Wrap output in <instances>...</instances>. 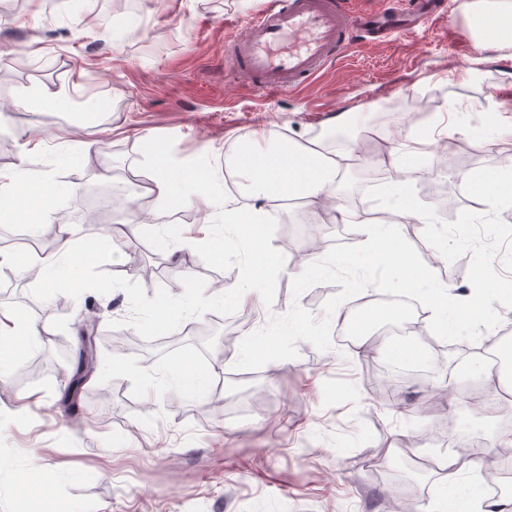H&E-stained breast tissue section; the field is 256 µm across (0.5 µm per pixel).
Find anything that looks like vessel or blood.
Returning a JSON list of instances; mask_svg holds the SVG:
<instances>
[{
	"label": "vessel or blood",
	"mask_w": 512,
	"mask_h": 512,
	"mask_svg": "<svg viewBox=\"0 0 512 512\" xmlns=\"http://www.w3.org/2000/svg\"><path fill=\"white\" fill-rule=\"evenodd\" d=\"M441 14L440 0H406L401 9L363 12L351 11L347 0H264L245 34L229 40L228 58L258 91L292 92L312 82L355 40L407 34Z\"/></svg>",
	"instance_id": "1"
}]
</instances>
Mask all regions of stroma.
<instances>
[{
    "label": "stroma",
    "instance_id": "1",
    "mask_svg": "<svg viewBox=\"0 0 512 512\" xmlns=\"http://www.w3.org/2000/svg\"><path fill=\"white\" fill-rule=\"evenodd\" d=\"M462 2L444 0L445 18L385 45L357 41L304 89L269 94L224 66L227 39L243 36L263 0L247 9L240 0H42L36 14L28 0H14L0 11V173L13 171L22 135L40 131L47 149L28 177L47 174L60 187L51 224L85 222L90 207L74 194L76 183L104 187L122 173L151 179L153 147L211 173L219 195L234 178L229 152L244 136L273 130L303 139L360 109L371 137L354 167L351 203L381 212L383 195L366 187L390 173L371 159L416 128L423 174L411 193L433 224L403 220L395 235L450 288L444 326L433 324L423 299L401 311L424 343L375 342L384 312L374 298L402 287L365 261L364 225L314 227L295 202L276 208L267 224L284 271L252 308L226 297L204 315L161 327L146 306L154 298L191 308L233 285L242 241L225 244L220 260L212 245L163 250L142 234L138 259L153 267L151 284L124 262L92 268L89 279L121 283L109 295L65 288L47 297L33 279L7 277L0 267V279L12 282L0 304L51 331L0 382V512H36L40 496L58 512H419L448 492L488 498L481 471L497 459L500 439H512V401L480 414L461 398L475 335L456 291L479 288L485 309L512 324V293L499 286L501 275H512V208L476 222L486 204L470 184L512 173V153L487 145L494 132L512 133V54L488 53L472 72L479 49ZM76 83L88 93L73 110L21 105L34 88ZM451 103L464 133L428 139ZM491 113L499 127H489ZM84 142L88 154L67 163ZM440 247L446 259L430 265ZM359 273L370 281L363 291L352 284ZM362 294L370 297L367 333L355 346L339 345L337 332L350 326L341 313ZM89 316L97 319V363L109 371L82 383L71 410L62 400ZM409 358L425 361V375L377 398L363 365ZM183 370L220 372L221 404L182 393L172 378ZM451 435L467 437L460 450L476 458L475 467L460 468L455 487L434 471L395 467L402 454L432 456ZM36 459L42 481L21 498L15 477Z\"/></svg>",
    "mask_w": 512,
    "mask_h": 512
}]
</instances>
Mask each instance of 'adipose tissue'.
I'll use <instances>...</instances> for the list:
<instances>
[{"mask_svg":"<svg viewBox=\"0 0 512 512\" xmlns=\"http://www.w3.org/2000/svg\"><path fill=\"white\" fill-rule=\"evenodd\" d=\"M461 8L482 50H512V0H463ZM415 140L413 131H405L381 160L382 166L392 173L394 184L385 200L386 212L412 217L417 214L409 192L416 172L410 148ZM356 149V143L351 142L344 152H336L320 135L301 142H286L275 135L262 139L246 137L233 161L244 192L222 201L211 194L209 176L179 167L169 156L158 153L153 157L156 175L148 192L167 210L189 203L199 205L204 213L203 226H211L220 218L230 224L237 236L255 243L256 248L244 260L232 289L240 307H251L258 289L283 270L279 254L259 244L263 234L262 212L255 208V200L275 206L281 200L299 198L305 203L309 223H351L353 213L337 203L335 187L346 168L347 155ZM22 182L21 170L0 175V212L22 221L34 234L48 219L45 202L56 195L58 188L51 177H43L39 197L33 200L24 194ZM367 229L364 246L385 268L400 276L408 288L430 285L428 271L414 267L396 248L393 224L375 218L368 220ZM110 250V239L92 237L83 234L76 225L62 223L57 228L53 250L26 257L0 250V267L7 265L19 276L34 277L49 295L63 287H85L83 270L97 266L102 255ZM47 333V327L0 305V362L17 359L21 347L41 345Z\"/></svg>","mask_w":512,"mask_h":512,"instance_id":"adipose-tissue-1","label":"adipose tissue"}]
</instances>
